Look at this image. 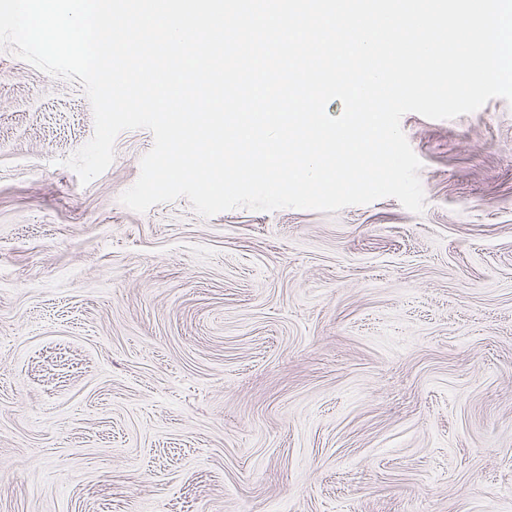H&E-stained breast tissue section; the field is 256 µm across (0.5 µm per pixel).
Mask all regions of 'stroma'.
<instances>
[{
    "label": "stroma",
    "instance_id": "obj_1",
    "mask_svg": "<svg viewBox=\"0 0 512 512\" xmlns=\"http://www.w3.org/2000/svg\"><path fill=\"white\" fill-rule=\"evenodd\" d=\"M401 128L419 214L137 213L0 50V512H512V105Z\"/></svg>",
    "mask_w": 512,
    "mask_h": 512
}]
</instances>
